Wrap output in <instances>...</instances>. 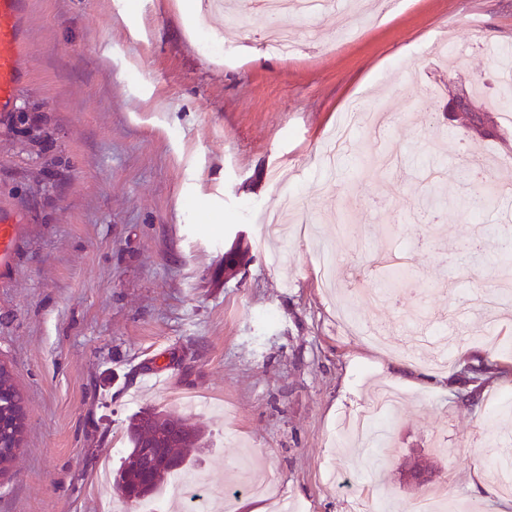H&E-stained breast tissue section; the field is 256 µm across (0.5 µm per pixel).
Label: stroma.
Wrapping results in <instances>:
<instances>
[{"label": "stroma", "instance_id": "stroma-1", "mask_svg": "<svg viewBox=\"0 0 512 512\" xmlns=\"http://www.w3.org/2000/svg\"><path fill=\"white\" fill-rule=\"evenodd\" d=\"M135 4L138 28L120 20ZM297 27L296 49L266 48L262 15L228 50L184 29L180 0H27L18 99L54 131L38 147L0 123V207L22 212L15 265L0 277V360L25 398L23 444L0 476V512H127L99 483L155 409L189 419L211 451L194 474L229 507L252 472L304 512H412L423 492L405 458L435 466L431 485L459 506L512 512L494 469L512 455V312L488 322L470 299L502 285L494 240L512 202L468 209L467 166L512 170V121L472 142L450 98H497L512 60V0H405L363 36L340 32L350 0ZM446 57L426 54L439 30ZM392 100L384 131L330 144L351 108ZM452 196L423 221L432 182ZM335 255L339 293L379 286V248L410 272L378 301L355 303L377 348L347 331L320 280ZM235 252L227 268L224 255ZM510 375L467 383L474 360ZM162 368L167 386L148 382ZM402 393L382 441L341 442L377 386Z\"/></svg>", "mask_w": 512, "mask_h": 512}]
</instances>
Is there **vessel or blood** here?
<instances>
[{"instance_id": "1", "label": "vessel or blood", "mask_w": 512, "mask_h": 512, "mask_svg": "<svg viewBox=\"0 0 512 512\" xmlns=\"http://www.w3.org/2000/svg\"><path fill=\"white\" fill-rule=\"evenodd\" d=\"M26 0H0V115L12 111L19 89L29 74L23 64ZM23 233V218L15 211L0 212V273L12 269Z\"/></svg>"}]
</instances>
